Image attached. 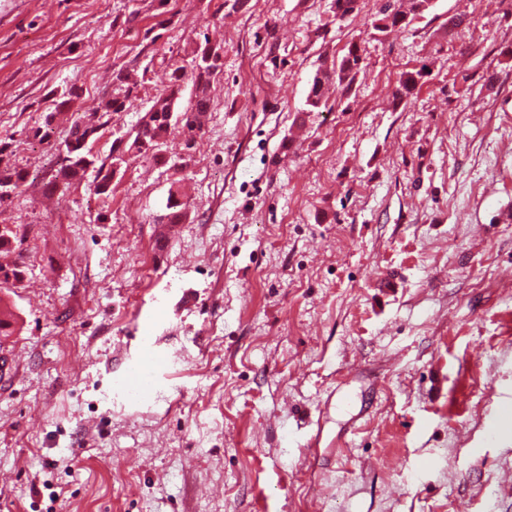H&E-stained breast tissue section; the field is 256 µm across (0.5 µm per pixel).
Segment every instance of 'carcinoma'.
<instances>
[{
    "mask_svg": "<svg viewBox=\"0 0 512 512\" xmlns=\"http://www.w3.org/2000/svg\"><path fill=\"white\" fill-rule=\"evenodd\" d=\"M431 0H411L409 11H400L391 0H385L377 17L373 21V29L386 33L392 28L403 27L410 23L409 16H419L428 10ZM362 60L361 49L352 44L342 56L340 62L332 67L319 68L314 73L306 97L304 112H318L328 105L329 101L340 94L351 93L355 76ZM224 67L221 48L208 43L199 45L192 50L191 79L193 95L190 106L182 112L176 111V104L185 80V67L171 68L169 86L164 94L153 101L137 128L118 138L119 145L112 147V163L98 161L88 147L89 141L97 134L94 126L72 125L68 136L53 144L58 155V168L52 177L43 184L50 193L62 186L79 183L88 172L94 173V192L106 195L110 192L112 181L128 159L148 158L155 155L164 144L167 135L176 126H181L185 136V146L193 147L197 136L203 128L201 114L210 109L209 89L212 79ZM425 76L423 70L406 71L399 82L398 95L409 93ZM131 88H126L122 95H108L104 102L105 112H121L129 100ZM4 149L0 147V190L16 192L28 183V174L12 167L5 162ZM186 203L178 192H170L167 202V220L170 224L179 223L185 216Z\"/></svg>",
    "mask_w": 512,
    "mask_h": 512,
    "instance_id": "carcinoma-1",
    "label": "carcinoma"
}]
</instances>
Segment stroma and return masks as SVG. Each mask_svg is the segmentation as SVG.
Segmentation results:
<instances>
[{
  "instance_id": "35a3bbf8",
  "label": "stroma",
  "mask_w": 512,
  "mask_h": 512,
  "mask_svg": "<svg viewBox=\"0 0 512 512\" xmlns=\"http://www.w3.org/2000/svg\"><path fill=\"white\" fill-rule=\"evenodd\" d=\"M222 2L0 0V143L31 176L0 203L23 270L0 286V512H512V0H433L384 34V0ZM207 41L224 68L193 148L176 129L109 195L43 197L46 114L110 158ZM354 42L351 93L303 117Z\"/></svg>"
}]
</instances>
